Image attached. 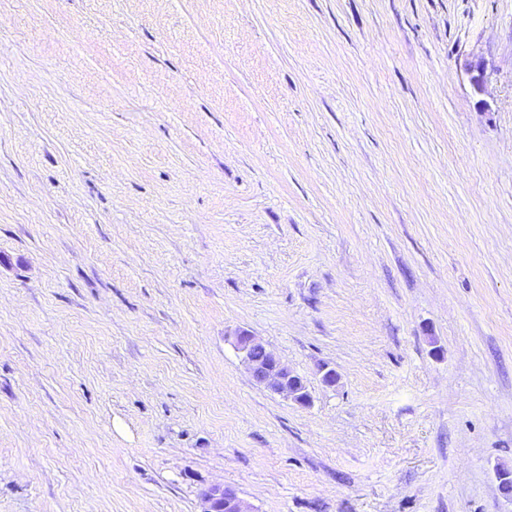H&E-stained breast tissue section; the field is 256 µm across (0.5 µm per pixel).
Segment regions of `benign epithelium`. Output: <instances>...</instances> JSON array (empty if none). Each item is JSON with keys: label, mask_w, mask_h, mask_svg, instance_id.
I'll return each mask as SVG.
<instances>
[{"label": "benign epithelium", "mask_w": 512, "mask_h": 512, "mask_svg": "<svg viewBox=\"0 0 512 512\" xmlns=\"http://www.w3.org/2000/svg\"><path fill=\"white\" fill-rule=\"evenodd\" d=\"M234 339L243 363L257 382L300 405L309 403L310 396L299 397L289 386L297 375L256 336L247 330H240ZM202 503V512H252L249 504L236 492L223 486H214L206 491Z\"/></svg>", "instance_id": "benign-epithelium-1"}]
</instances>
